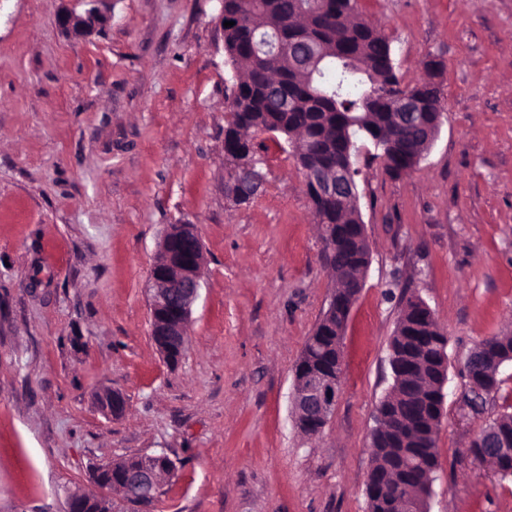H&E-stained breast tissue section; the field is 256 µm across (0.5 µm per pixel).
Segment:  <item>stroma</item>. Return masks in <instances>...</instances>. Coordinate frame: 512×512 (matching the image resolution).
Here are the masks:
<instances>
[{
    "label": "stroma",
    "instance_id": "obj_1",
    "mask_svg": "<svg viewBox=\"0 0 512 512\" xmlns=\"http://www.w3.org/2000/svg\"><path fill=\"white\" fill-rule=\"evenodd\" d=\"M79 0H0V512H67L92 467L176 463L143 512H369L370 432L391 383L402 300L448 336L430 512H512V476L474 436L512 410V365L483 410L465 362L512 332V0H357L403 83L444 107L409 174L360 147L367 279L322 431L291 416L293 368L334 286L304 178L258 150L250 202L224 190L232 66L216 0H108L84 38L56 23ZM170 224H193L204 277L176 367L151 338L147 280ZM120 393L105 414L99 395Z\"/></svg>",
    "mask_w": 512,
    "mask_h": 512
}]
</instances>
